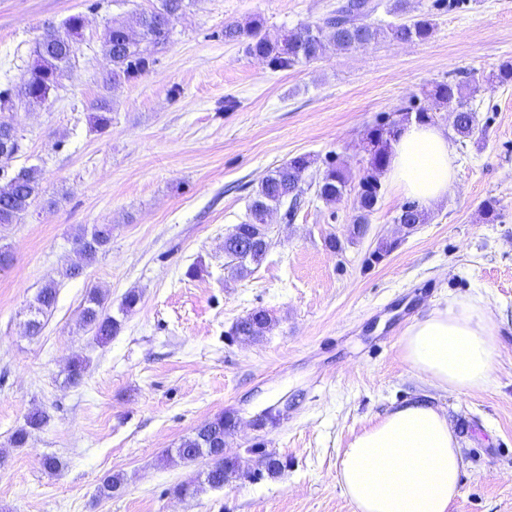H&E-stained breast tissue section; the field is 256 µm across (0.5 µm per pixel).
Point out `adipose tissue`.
Listing matches in <instances>:
<instances>
[{
	"mask_svg": "<svg viewBox=\"0 0 512 512\" xmlns=\"http://www.w3.org/2000/svg\"><path fill=\"white\" fill-rule=\"evenodd\" d=\"M385 177L425 205L440 202L456 178L446 130L411 123L392 144ZM482 298L455 300L415 318L402 356L431 386L459 392L493 381L500 330L511 324ZM466 467L447 412L426 399L393 407L356 435L339 456L336 480L357 512H448Z\"/></svg>",
	"mask_w": 512,
	"mask_h": 512,
	"instance_id": "1",
	"label": "adipose tissue"
}]
</instances>
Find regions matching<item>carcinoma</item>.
Segmentation results:
<instances>
[{
  "mask_svg": "<svg viewBox=\"0 0 512 512\" xmlns=\"http://www.w3.org/2000/svg\"><path fill=\"white\" fill-rule=\"evenodd\" d=\"M192 0H160V6L143 12L136 17L135 25L138 37L133 38L128 30L131 26L114 21L104 32V53L109 62V70L104 79L105 86H117L138 75L147 72L152 64L143 43L159 44L165 42L170 34L172 20L183 14ZM382 0H339L331 13L313 26L302 25L292 30H271L257 18L244 22L224 25V38L242 45L247 55L261 59L270 69L288 70L319 59L330 46L338 50H355L366 48L381 41L397 43L424 42L435 31L434 20L428 14L409 18L403 23L382 24L376 20ZM42 49L47 62V72L54 81H59L63 72L75 59V47L64 41L61 30L46 31L36 42ZM45 79L27 73L19 82V87L26 88V104L37 106L45 102L46 91L42 90ZM472 89L462 82L437 83L425 92L426 97L436 105L453 109L454 131L461 139H472L479 131L478 116L467 104ZM432 123L435 112L431 108H421L414 113L405 111L399 119L379 123L366 132L369 146V168L360 177L356 187V210L353 222L349 225V239L359 238L365 232L368 216L375 210L381 197L383 174L391 153V142L401 127L412 121ZM90 120L93 126L102 131L112 122L110 100H99L96 112ZM313 159L308 155H299L268 172L254 190V197L249 209L248 219L234 226L224 239V251L233 258L235 265L232 272L245 277L251 273V265L260 263L267 249L248 251L244 245L253 241L256 227L265 223V217L271 211L286 208V214L294 213L305 193V173L312 166ZM41 172L34 166H21L13 171L6 191H0V224H17L30 211L36 199L42 195ZM350 186V175L346 168L329 164L319 174L315 184L316 197L327 205L339 203ZM427 213L415 201L403 205L394 221L416 227L425 223ZM112 239V225L95 224L91 229L81 228L74 236V242L83 264L69 267L64 276L74 277L80 274L83 266L91 264L98 253L105 250ZM57 299L54 282L45 284L37 293L31 306L30 334L37 336L43 327L41 317L54 308ZM84 325L92 328L96 336L104 341L120 329V321L106 312L104 302L95 289L88 292L81 310ZM274 320L263 309L254 310L240 318L233 335L257 341L272 329ZM48 414L40 409L31 412L25 424L17 428L10 437L14 447L24 446L31 431L42 428L48 422ZM234 428L231 416L219 414L210 421L197 427L191 435L182 440L176 448V456L185 463H192L199 457L213 460V468L206 472L204 479L198 483H187L180 491H198V487L207 485L212 489H221L224 483L239 468L235 458L224 456V438ZM253 452L259 454L261 465L271 477L278 475L283 467L280 459L270 452L258 448ZM123 487V478L114 474L106 477L98 487L99 495L111 497Z\"/></svg>",
  "mask_w": 512,
  "mask_h": 512,
  "instance_id": "cac0c4a2",
  "label": "carcinoma"
}]
</instances>
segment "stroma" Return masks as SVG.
<instances>
[{
	"instance_id": "stroma-1",
	"label": "stroma",
	"mask_w": 512,
	"mask_h": 512,
	"mask_svg": "<svg viewBox=\"0 0 512 512\" xmlns=\"http://www.w3.org/2000/svg\"><path fill=\"white\" fill-rule=\"evenodd\" d=\"M436 2L408 3L410 15L432 14L427 41L331 47L275 71L225 41V24L259 16L290 30L319 22L337 0H193L168 42L149 47L151 68L107 89L106 27L157 0H0V89L26 74L48 27L85 19L75 63L46 102L0 112L25 137L20 163L38 165L57 200L0 227L14 255L0 270V512H355L336 481L339 454L393 403L421 393L463 438L467 467L448 512H512V331L501 330L494 381L481 390L432 387L401 351L413 319L452 299L480 296L512 313V83L487 81L512 61V0H460L449 11ZM465 78L478 86L470 106L485 134L462 142L450 131L456 180L426 223L399 228L407 198L386 183L365 235L350 242L354 194L330 208L310 191L292 219L269 216L264 261L231 275L224 238L269 170L306 154L311 174L333 162L359 180L370 126L429 106L433 84ZM103 96L112 123L100 132L89 115ZM228 97L238 102L231 112ZM489 198L492 221L480 213ZM94 224L111 225L110 246L63 278L79 260L76 232ZM334 237L342 250L330 247ZM383 239L398 248L369 263ZM51 279L57 304L41 333L27 335V309ZM93 288L121 321L105 343L79 323ZM132 290L140 301L121 313ZM256 309L274 318L272 331L233 338ZM77 356L85 372L75 385L66 368ZM271 407L280 420L261 423ZM36 409L48 423L12 447ZM222 412L235 422L224 454L239 460L238 474L223 489L179 494L208 461L183 463L175 448ZM255 446L283 461L278 476L260 475ZM49 456L57 470L45 469ZM109 474L124 486L106 499L97 488Z\"/></svg>"
}]
</instances>
